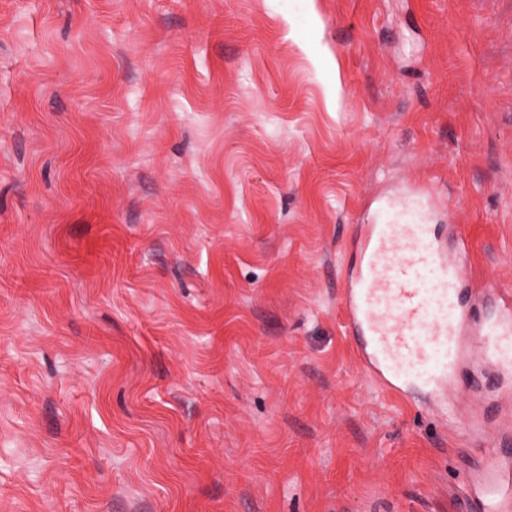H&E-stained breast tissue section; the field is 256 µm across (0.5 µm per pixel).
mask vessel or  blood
Here are the masks:
<instances>
[{
	"label": "vessel or blood",
	"mask_w": 512,
	"mask_h": 512,
	"mask_svg": "<svg viewBox=\"0 0 512 512\" xmlns=\"http://www.w3.org/2000/svg\"><path fill=\"white\" fill-rule=\"evenodd\" d=\"M456 262L448 257L420 208L389 206L381 224H366L357 241L360 264L352 271L341 307L356 354L378 388L388 395L439 391L453 375L459 328L468 314L457 301L467 242L457 236ZM504 319L484 331L489 356L512 358V295L499 297ZM489 495L493 512H512V476L495 470Z\"/></svg>",
	"instance_id": "vessel-or-blood-1"
}]
</instances>
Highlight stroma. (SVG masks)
Here are the masks:
<instances>
[{
    "label": "stroma",
    "mask_w": 512,
    "mask_h": 512,
    "mask_svg": "<svg viewBox=\"0 0 512 512\" xmlns=\"http://www.w3.org/2000/svg\"><path fill=\"white\" fill-rule=\"evenodd\" d=\"M422 192L512 291V0H0V512H484L512 366L428 403L345 333Z\"/></svg>",
    "instance_id": "stroma-1"
}]
</instances>
